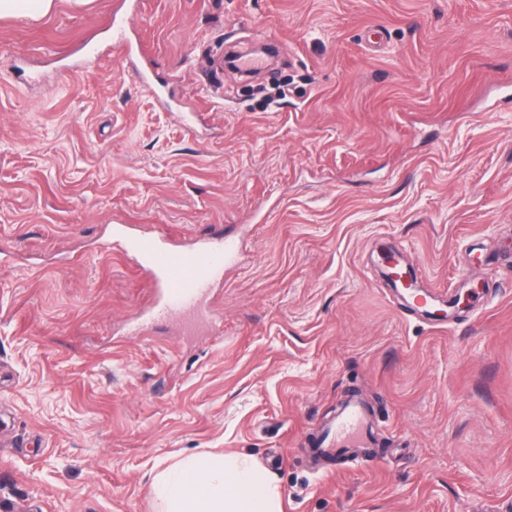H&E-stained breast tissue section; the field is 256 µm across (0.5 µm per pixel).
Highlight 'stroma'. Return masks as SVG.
<instances>
[{
    "label": "stroma",
    "mask_w": 512,
    "mask_h": 512,
    "mask_svg": "<svg viewBox=\"0 0 512 512\" xmlns=\"http://www.w3.org/2000/svg\"><path fill=\"white\" fill-rule=\"evenodd\" d=\"M112 4L0 19V512H159L152 471L200 453L284 512H512V0H139L167 108ZM121 225L234 237L215 332H136ZM390 252L454 323L401 309ZM350 395L378 455L311 465ZM133 1H119L113 8L114 22L113 26L119 35L118 44L123 50L124 61L129 64L137 57H142L140 44L136 34H132L123 19H117V15H127L132 9H135L137 3Z\"/></svg>",
    "instance_id": "1"
}]
</instances>
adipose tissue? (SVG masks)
<instances>
[{
	"label": "adipose tissue",
	"mask_w": 512,
	"mask_h": 512,
	"mask_svg": "<svg viewBox=\"0 0 512 512\" xmlns=\"http://www.w3.org/2000/svg\"><path fill=\"white\" fill-rule=\"evenodd\" d=\"M152 486L160 512H283L274 474L242 453L188 456L157 472Z\"/></svg>",
	"instance_id": "adipose-tissue-1"
}]
</instances>
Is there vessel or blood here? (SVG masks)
<instances>
[{"label": "vessel or blood", "mask_w": 512, "mask_h": 512, "mask_svg": "<svg viewBox=\"0 0 512 512\" xmlns=\"http://www.w3.org/2000/svg\"><path fill=\"white\" fill-rule=\"evenodd\" d=\"M132 8L131 0H118L113 8V25L128 63L141 55L138 38L124 21ZM232 247L230 239L221 233L204 239L193 249L167 247L164 235L157 232L131 236L132 257L147 269L157 292V302L140 320L138 330H146L156 320L173 317L179 318L186 333L209 324L213 313L207 300L224 273ZM392 288L407 310L425 317L436 316L442 303L435 291L417 287L414 277L403 273L393 279ZM376 445L370 413L363 401L352 396L341 404L306 454L315 463L326 458L338 459L347 453L368 457Z\"/></svg>", "instance_id": "b4317fda"}]
</instances>
